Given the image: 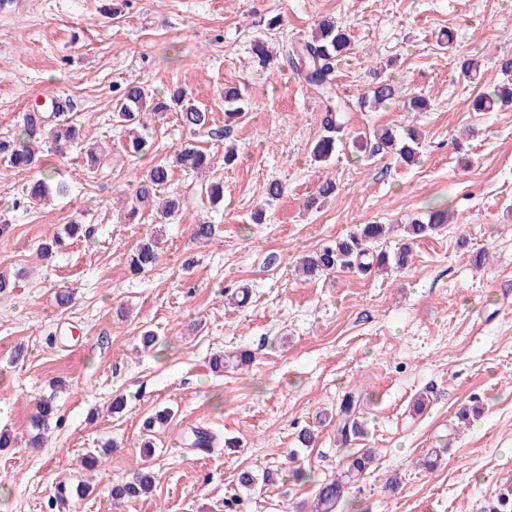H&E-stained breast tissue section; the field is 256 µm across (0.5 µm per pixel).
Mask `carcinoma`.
<instances>
[{"label":"carcinoma","mask_w":512,"mask_h":512,"mask_svg":"<svg viewBox=\"0 0 512 512\" xmlns=\"http://www.w3.org/2000/svg\"><path fill=\"white\" fill-rule=\"evenodd\" d=\"M350 47V36L347 30L331 20L322 21L312 32L310 38L287 45L285 59L292 70L307 86L321 93L326 104L321 117L322 135L311 148L312 159L318 163L332 160L336 149L343 142L346 113L353 111L350 103L342 99L336 91L334 66ZM498 66L507 84L497 86L488 92H481L472 102L476 112H491L495 108L512 104V57L499 59ZM395 95L394 86L380 80L374 83L369 93L357 100L359 109L375 108L392 100ZM120 107L115 119L123 127L141 123V117L152 113L164 114L174 111L180 126L196 132L210 126L207 112L196 107L187 98L183 89H176L165 98H155L139 84L130 83L118 92ZM224 103L229 106L225 116L235 118L244 111L245 96L237 86L224 87ZM49 112H27L19 132L11 140L0 139V158L7 167L27 172L38 162L37 153L42 146L50 144L56 152L80 140L79 130L72 125L57 122L60 107L57 102L50 104ZM374 148L378 151L398 150L402 159L411 163L419 154L422 146L421 137L414 129H408L398 138L393 130H377L373 132ZM149 148L146 138L133 135L123 142V149L131 158H138ZM217 166L215 155H211L196 146L186 143L173 153L168 161L152 166L145 174L135 179L131 204L128 207L127 220L137 219L142 206L155 201L170 182L174 169L186 172L210 171ZM51 175L41 173V177L33 180L24 191V200L34 203L55 191L65 193V185L61 181L50 186ZM205 198L210 206H215L224 198V186L221 180H212L205 185ZM184 210V202L175 197L164 199L160 206V217L169 219ZM448 223V211L440 208H429L425 219H415L406 225L408 243L395 251L374 252L372 245L382 240L387 233L384 224H361L357 231L333 243L322 246L313 255L302 260L301 270L306 275H314L337 268H349L354 264L365 265L364 259L380 267L393 266L402 269L412 260L411 243L426 238ZM160 242L157 234H152L139 250L131 257L130 266L136 272H144L156 263L159 258ZM57 414L54 398L49 396L40 399L35 406V413L30 417V429L27 445L40 448L44 444V431ZM337 440L346 444L350 437L361 433L362 425L357 417V401L355 396H346L337 412ZM374 461L371 449L359 450L348 457L346 468L338 475L321 482L315 491L310 512H338L344 494L353 481L359 479ZM154 475L149 466H144L133 478L112 488V496L116 499H137L152 492Z\"/></svg>","instance_id":"cac0c4a2"}]
</instances>
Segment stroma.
Segmentation results:
<instances>
[{"label": "stroma", "mask_w": 512, "mask_h": 512, "mask_svg": "<svg viewBox=\"0 0 512 512\" xmlns=\"http://www.w3.org/2000/svg\"><path fill=\"white\" fill-rule=\"evenodd\" d=\"M276 15L280 27L268 29ZM327 18L351 35L338 91L357 98L378 74L396 91L386 107L351 113L347 138L416 127L415 164L349 145L329 165L311 161L321 96L282 57L258 65L252 45L280 49ZM504 55L512 0H26L18 11L0 0V138L53 96L102 158L91 168L78 144L49 156L69 192L32 207L14 204L29 173L0 162V223L12 226L0 272L16 279L0 292V429L16 438L0 448V512H299L317 481L361 448L376 449L377 460L338 512H481L512 491V107H471L500 81ZM470 56L482 62L480 81L460 71ZM130 82L185 89L216 126L225 124V86L245 88L248 109L220 141L187 136L171 112L149 119L153 148L133 160L113 119L114 89ZM416 94L429 97L427 111H406ZM189 138L219 156L235 145L238 159L174 170L166 194L193 199L219 177L224 203L166 224L157 264L132 273L157 218L148 206L140 223H125L123 193L132 173ZM327 178L335 198L306 208ZM273 181L284 194L270 202ZM431 206L452 220L415 243L410 267L296 275L301 256L361 224L390 225L382 247L395 250L404 225ZM198 214L215 226L211 242L190 239ZM75 220L91 235L42 258L40 240ZM60 284L74 291L63 308ZM147 330L157 338L148 349ZM242 350L249 364L214 369V357ZM349 392L363 433L343 445L327 418ZM48 395L57 420L33 450L28 418ZM165 408L169 419L149 437L152 493L113 502L112 486L141 464L145 419ZM195 428L221 445L187 448ZM304 428L316 429L314 447L298 442ZM108 441L112 453L85 466L83 455ZM435 449L430 472L420 462ZM246 470L259 478L249 492L238 484ZM62 481L91 492L57 501Z\"/></svg>", "instance_id": "1"}]
</instances>
